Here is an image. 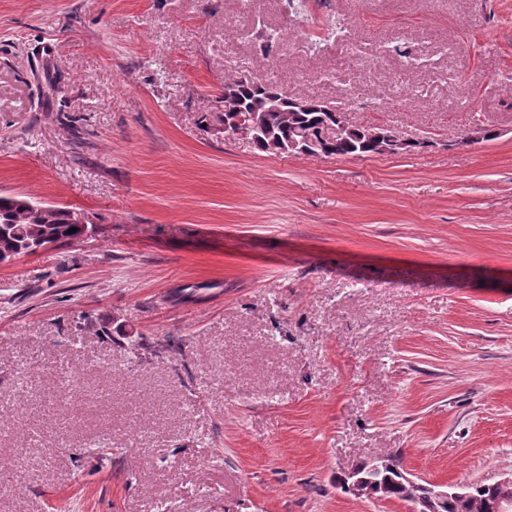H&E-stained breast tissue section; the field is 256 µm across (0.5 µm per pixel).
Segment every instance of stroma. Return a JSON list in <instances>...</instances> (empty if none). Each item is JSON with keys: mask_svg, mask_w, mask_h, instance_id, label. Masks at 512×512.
<instances>
[{"mask_svg": "<svg viewBox=\"0 0 512 512\" xmlns=\"http://www.w3.org/2000/svg\"><path fill=\"white\" fill-rule=\"evenodd\" d=\"M243 73L422 146L258 151L201 122ZM0 195L88 226L0 263V512L512 471V0H0ZM375 465L376 470L372 473H366V470ZM357 467L365 468L363 476L373 479V483H365L363 490H369L375 497L384 499H399L411 501L418 489L400 477V473H405L402 466V457L399 454H387L373 459L371 464L366 466L362 462Z\"/></svg>", "mask_w": 512, "mask_h": 512, "instance_id": "1", "label": "stroma"}]
</instances>
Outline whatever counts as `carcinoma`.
Returning <instances> with one entry per match:
<instances>
[{
    "mask_svg": "<svg viewBox=\"0 0 512 512\" xmlns=\"http://www.w3.org/2000/svg\"><path fill=\"white\" fill-rule=\"evenodd\" d=\"M223 111L209 112L203 117L205 122L224 124L226 118L234 112L261 111L263 130L255 133L250 127H242L254 141L255 148L261 152H270V143L277 141L283 145L288 140L305 136L318 138L325 128L327 113L322 110L320 101L305 99L314 108L303 112H291L288 106V92L277 83L252 85L241 78L224 82V92L220 97ZM319 153L324 157L369 156L373 150L368 147L355 131L341 138L322 142ZM77 227L74 233L68 229ZM87 231V225L75 224L70 212L64 207L42 208L23 195L0 196V255L16 258L33 253L31 246L40 242L44 245L62 244ZM376 470L363 473L373 479L363 489L376 497L410 501L418 489L403 481L402 457L387 454L372 460ZM504 494V489L496 484H472L468 495L461 499L450 498L438 506V512H497L496 504Z\"/></svg>",
    "mask_w": 512,
    "mask_h": 512,
    "instance_id": "1",
    "label": "carcinoma"
}]
</instances>
